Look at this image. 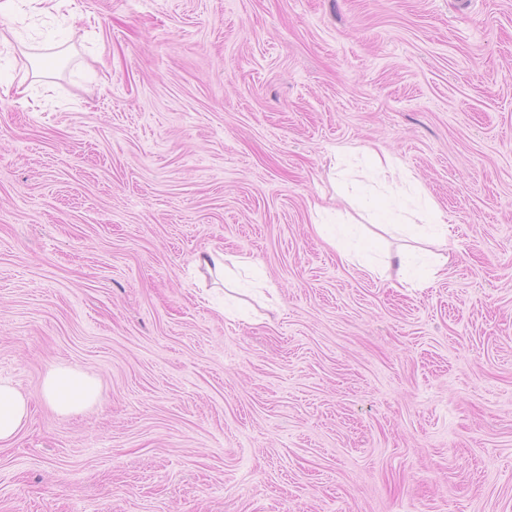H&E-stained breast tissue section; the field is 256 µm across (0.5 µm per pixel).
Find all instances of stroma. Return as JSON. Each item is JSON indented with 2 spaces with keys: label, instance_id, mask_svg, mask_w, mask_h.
Returning a JSON list of instances; mask_svg holds the SVG:
<instances>
[{
  "label": "stroma",
  "instance_id": "35a3bbf8",
  "mask_svg": "<svg viewBox=\"0 0 512 512\" xmlns=\"http://www.w3.org/2000/svg\"><path fill=\"white\" fill-rule=\"evenodd\" d=\"M65 9L61 50L35 22L0 53L49 71L0 92V376L31 406L0 512H512V0ZM362 190L442 214L428 286ZM216 250L274 301L226 315ZM59 367L99 399L59 413ZM356 233L349 231L343 233H336L329 236L330 243L335 247L336 251L340 254L341 258L348 263H362V254L358 245L355 243ZM195 263L198 267H204L215 278L216 284L221 283L225 287L228 285L229 274L235 276L240 269L253 265L252 260L246 256H229L212 251L199 256Z\"/></svg>",
  "mask_w": 512,
  "mask_h": 512
}]
</instances>
